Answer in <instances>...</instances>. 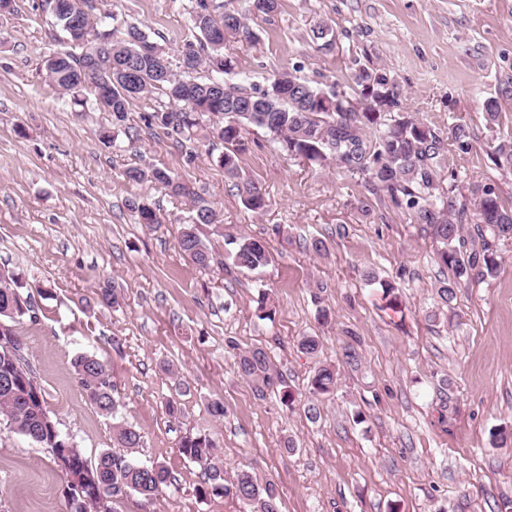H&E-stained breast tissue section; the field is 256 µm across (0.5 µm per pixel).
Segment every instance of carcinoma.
<instances>
[{
    "mask_svg": "<svg viewBox=\"0 0 512 512\" xmlns=\"http://www.w3.org/2000/svg\"><path fill=\"white\" fill-rule=\"evenodd\" d=\"M241 2L238 8L219 12L209 0H196L189 11L188 36L178 65L168 68L166 76L160 74L153 57L142 54V45L150 42L143 29L128 24L121 30L98 31L90 14L84 16L85 27L93 30L89 40L77 44L68 35L71 50L57 54L54 62L44 60V70L56 87L71 95L75 106H86L79 93L91 88L95 101L112 113L114 126L125 122L130 99L145 94L160 98L156 109L144 116L148 128L181 136L200 127L206 117L216 119L214 133L224 142L217 162L232 180L239 178L238 155L245 150L243 134L251 127L268 132L275 148L290 160L319 167L334 164L346 172L365 174L371 194L387 199L411 223L428 225L442 244L437 257L450 274L437 295L446 305L453 302L461 283L494 276L499 267L495 242L512 239V205L505 204L492 185L477 176L463 177L446 164L448 150L459 154L472 150L470 127L454 125L447 144L438 132L413 117L402 115L385 122V114L398 108L399 102L394 79L376 68H361L343 81L334 79L322 87L289 70L273 72L262 85L246 79L232 82L241 71L237 59L225 52L227 41L258 40L250 22L269 17L281 7V0ZM107 48L112 49V97L103 98L95 82L79 84L73 76L89 68L93 56ZM201 70L209 76H195ZM493 158L500 170L512 175V136L499 141ZM124 177L190 199L189 215L178 224V245L194 264L210 267L214 257L201 232L202 226L216 223L209 202L164 168L130 167ZM236 187L247 209L257 213L266 209L267 199L258 184L240 181ZM126 206L140 223H159L147 198L132 196ZM467 224L476 225L469 236L464 235ZM231 244L229 256L239 271L258 272L271 262L268 247L258 239L241 236ZM22 288L19 274L0 267V336L16 337L24 318H36L31 298L22 294ZM21 350L17 339L12 351L0 346V417L14 432L46 449L54 461L63 462L67 483L81 487V492L67 496L70 512H110L109 504L131 494L155 499L170 483L169 471L159 462L147 464L132 457L141 447V435L119 416L107 365L89 354L73 361L87 399L112 419L113 448L90 463L69 438L58 433L44 392L30 390L33 376ZM237 369L258 393L279 387L283 399L290 400L283 377L264 349L241 353ZM335 388L336 370L318 367L310 393L317 397ZM118 448L123 452H116ZM179 452L205 472L200 496H231L244 512H280L271 484L250 472L241 470L233 482L226 483L217 444L210 435L182 437Z\"/></svg>",
    "mask_w": 512,
    "mask_h": 512,
    "instance_id": "1",
    "label": "carcinoma"
}]
</instances>
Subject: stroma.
Here are the masks:
<instances>
[{
    "label": "stroma",
    "instance_id": "35a3bbf8",
    "mask_svg": "<svg viewBox=\"0 0 512 512\" xmlns=\"http://www.w3.org/2000/svg\"><path fill=\"white\" fill-rule=\"evenodd\" d=\"M190 6L97 0L96 14L105 29L134 23L160 36L174 57ZM321 24L334 32L333 50L312 39ZM258 32V43L227 46L254 80L293 67L310 79L383 69L402 111L444 136L461 122L472 128L471 152L450 155L451 165L490 179L512 203V177L493 163L512 134V97L501 94L512 76V0H281ZM66 47L44 0H14L0 14V266L33 288L37 317L18 327L22 354L60 434L91 462L112 445L111 420L86 400L72 368L76 356L96 355L142 436L138 459L171 473L156 500L131 496L117 512H242L231 497L199 496L202 471L178 450L181 436L199 432L216 440L226 480L245 469L271 483L280 512H512V241L496 245L495 276L462 284L452 305L441 304L448 270L429 228L371 195L364 174L288 160L263 130H249L241 174L269 202L254 213L218 164L224 144L210 131L182 145L145 127L155 97L130 101L121 149L103 144L111 114L87 89L85 110L73 108L42 68ZM492 97L501 111L490 126L482 106ZM131 166L168 169L210 203L211 268L177 244L189 200L126 182ZM134 195L149 197L157 224L138 223L125 205ZM240 235L266 240L273 260L260 273L223 271L228 241ZM314 239L324 250L310 249ZM385 280L397 306L383 295ZM105 286L120 289L119 308L98 305ZM262 292L268 319L256 309ZM322 308L331 321H319ZM306 336L320 338L318 355L300 349ZM257 347L292 404L277 391L257 395L238 373L239 355ZM321 365L335 367L336 390L316 399L308 383ZM172 397L174 415L165 409ZM213 399L223 400V419L209 415ZM0 512H69L47 450L1 424Z\"/></svg>",
    "mask_w": 512,
    "mask_h": 512
}]
</instances>
